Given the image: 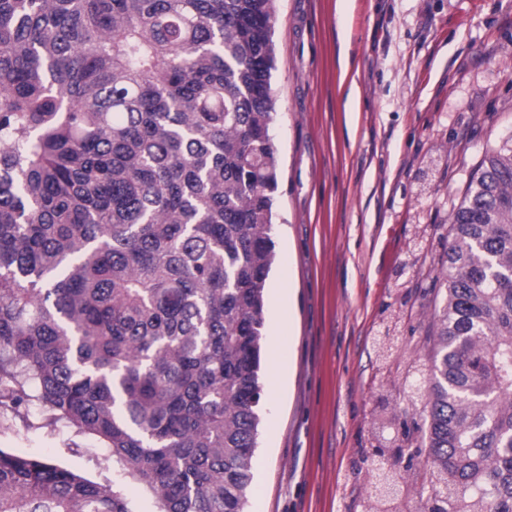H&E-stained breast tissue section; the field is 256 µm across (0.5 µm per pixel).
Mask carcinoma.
<instances>
[{
	"label": "carcinoma",
	"instance_id": "carcinoma-1",
	"mask_svg": "<svg viewBox=\"0 0 512 512\" xmlns=\"http://www.w3.org/2000/svg\"><path fill=\"white\" fill-rule=\"evenodd\" d=\"M275 2L0 0V395L95 437L160 512H244L251 492ZM449 236L432 361L405 379L426 512H512V137ZM0 512L133 510L0 448Z\"/></svg>",
	"mask_w": 512,
	"mask_h": 512
}]
</instances>
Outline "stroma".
I'll return each mask as SVG.
<instances>
[{
    "label": "stroma",
    "instance_id": "35a3bbf8",
    "mask_svg": "<svg viewBox=\"0 0 512 512\" xmlns=\"http://www.w3.org/2000/svg\"><path fill=\"white\" fill-rule=\"evenodd\" d=\"M274 30L265 319L282 384L264 393L245 512H364L373 446L406 447L421 420L397 368L430 364L451 214L486 149L512 137V0H277ZM0 448L122 482L133 512L159 510L95 438L43 426L37 402L0 399ZM395 473L422 512L426 457L398 458Z\"/></svg>",
    "mask_w": 512,
    "mask_h": 512
}]
</instances>
